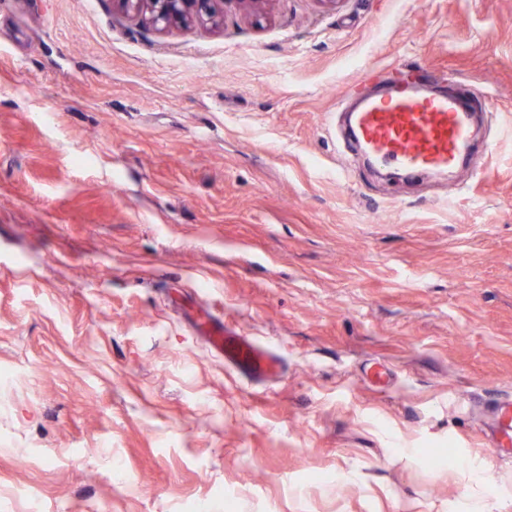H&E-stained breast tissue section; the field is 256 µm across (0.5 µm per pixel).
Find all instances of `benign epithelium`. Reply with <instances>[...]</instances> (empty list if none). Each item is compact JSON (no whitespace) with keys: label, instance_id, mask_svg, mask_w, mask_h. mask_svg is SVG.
<instances>
[{"label":"benign epithelium","instance_id":"benign-epithelium-1","mask_svg":"<svg viewBox=\"0 0 512 512\" xmlns=\"http://www.w3.org/2000/svg\"><path fill=\"white\" fill-rule=\"evenodd\" d=\"M124 13L147 16L154 26L170 27L186 22L215 23L224 15V0H113Z\"/></svg>","mask_w":512,"mask_h":512}]
</instances>
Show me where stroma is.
Masks as SVG:
<instances>
[{
	"label": "stroma",
	"mask_w": 512,
	"mask_h": 512,
	"mask_svg": "<svg viewBox=\"0 0 512 512\" xmlns=\"http://www.w3.org/2000/svg\"><path fill=\"white\" fill-rule=\"evenodd\" d=\"M402 76L484 120L451 179L351 133ZM507 393L512 0H0V512H512ZM124 13L148 16L154 26H184L193 23H216L224 15L223 0H113ZM203 334L224 365L249 382L266 381L279 365L267 345L229 330L221 318L210 315L203 324ZM493 424L500 434V446L510 447L512 442V397L501 396L495 404Z\"/></svg>",
	"instance_id": "stroma-1"
}]
</instances>
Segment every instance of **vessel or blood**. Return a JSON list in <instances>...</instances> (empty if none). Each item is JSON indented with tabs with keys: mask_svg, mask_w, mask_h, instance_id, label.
<instances>
[{
	"mask_svg": "<svg viewBox=\"0 0 512 512\" xmlns=\"http://www.w3.org/2000/svg\"><path fill=\"white\" fill-rule=\"evenodd\" d=\"M353 134L378 163L417 171L453 167L472 138L470 121L457 100L422 97L401 81L388 99L366 103L356 112ZM203 334L225 366L247 381H266L278 367L267 345L229 330L221 318L208 317ZM493 415L501 446L512 445L511 395L498 399Z\"/></svg>",
	"mask_w": 512,
	"mask_h": 512,
	"instance_id": "1",
	"label": "vessel or blood"
}]
</instances>
